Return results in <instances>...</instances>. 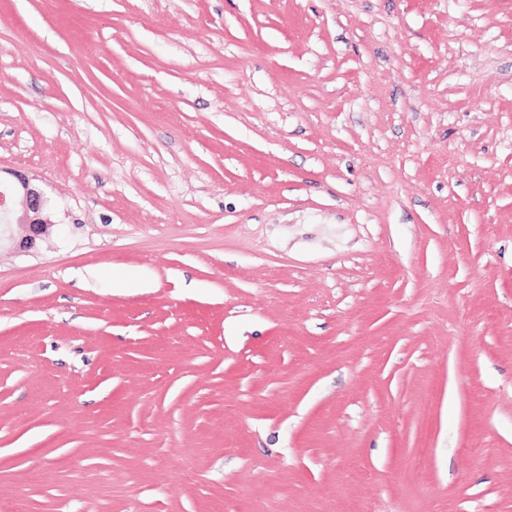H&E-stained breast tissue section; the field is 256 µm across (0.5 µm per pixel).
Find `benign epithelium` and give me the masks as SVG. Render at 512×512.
Returning <instances> with one entry per match:
<instances>
[{
    "label": "benign epithelium",
    "instance_id": "obj_1",
    "mask_svg": "<svg viewBox=\"0 0 512 512\" xmlns=\"http://www.w3.org/2000/svg\"><path fill=\"white\" fill-rule=\"evenodd\" d=\"M49 199L28 178L0 193V235L21 251H30L50 234Z\"/></svg>",
    "mask_w": 512,
    "mask_h": 512
}]
</instances>
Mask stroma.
<instances>
[{"label":"stroma","instance_id":"35a3bbf8","mask_svg":"<svg viewBox=\"0 0 512 512\" xmlns=\"http://www.w3.org/2000/svg\"><path fill=\"white\" fill-rule=\"evenodd\" d=\"M0 512H512V0H0ZM19 185L5 188L0 194L1 236L21 251H30L38 241L50 234L54 222L50 216L49 199L29 178L18 179ZM14 227L21 230L16 238Z\"/></svg>","mask_w":512,"mask_h":512}]
</instances>
